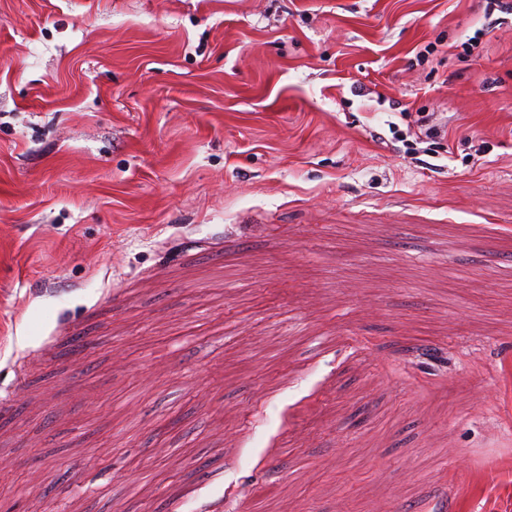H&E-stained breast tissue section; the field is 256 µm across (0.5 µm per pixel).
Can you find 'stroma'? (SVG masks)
Masks as SVG:
<instances>
[{
  "label": "stroma",
  "mask_w": 512,
  "mask_h": 512,
  "mask_svg": "<svg viewBox=\"0 0 512 512\" xmlns=\"http://www.w3.org/2000/svg\"><path fill=\"white\" fill-rule=\"evenodd\" d=\"M248 482L512 512V13L0 0V512Z\"/></svg>",
  "instance_id": "obj_1"
}]
</instances>
